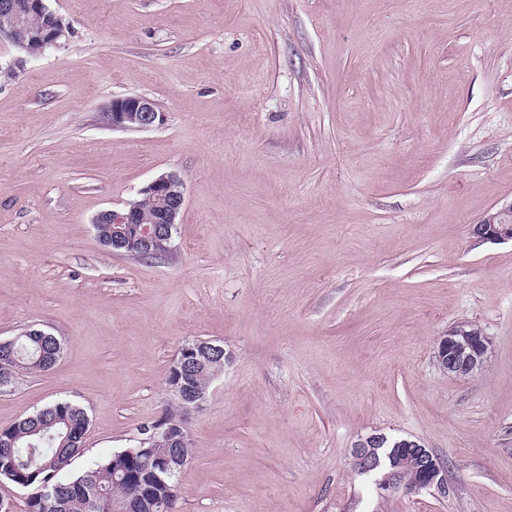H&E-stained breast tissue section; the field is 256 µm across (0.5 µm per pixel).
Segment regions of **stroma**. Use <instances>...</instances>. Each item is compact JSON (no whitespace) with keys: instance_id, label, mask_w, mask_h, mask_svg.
<instances>
[{"instance_id":"obj_1","label":"stroma","mask_w":512,"mask_h":512,"mask_svg":"<svg viewBox=\"0 0 512 512\" xmlns=\"http://www.w3.org/2000/svg\"><path fill=\"white\" fill-rule=\"evenodd\" d=\"M69 29L0 42V340L36 325L54 368L0 390V428L89 416L75 470L174 408L179 349L232 361L188 410L180 512H512V244L470 227L512 200V0H48ZM141 96L139 131L100 120ZM176 172L172 259L92 223ZM481 371H441L458 322ZM416 439L449 491L380 496L360 437ZM102 115L105 125L121 130L146 129L160 121L155 104L143 97L115 99ZM488 349L489 338L481 329L455 325L440 337L436 360L448 375H470L482 369Z\"/></svg>"}]
</instances>
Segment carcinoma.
I'll return each instance as SVG.
<instances>
[{"instance_id":"1","label":"carcinoma","mask_w":512,"mask_h":512,"mask_svg":"<svg viewBox=\"0 0 512 512\" xmlns=\"http://www.w3.org/2000/svg\"><path fill=\"white\" fill-rule=\"evenodd\" d=\"M62 352L60 340L34 326L26 328L11 342L0 343V390L24 373L50 371ZM220 368V358H206L193 364L184 375L167 378V385H180L190 391L209 388L210 377ZM89 425L86 410L66 400L56 401L18 422L0 428V478L15 485L27 483L36 489L48 486L44 497L31 495L26 512H112V502H128L137 512H176L177 485L182 472L178 455L194 448H177L174 439L181 419L173 412L165 416L158 430L143 428L149 452L129 448L117 463L108 458L86 467L69 479L61 478L82 451ZM388 438L379 449L383 466L395 462L402 468L407 484L417 478L416 463Z\"/></svg>"}]
</instances>
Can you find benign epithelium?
<instances>
[{
    "label": "benign epithelium",
    "mask_w": 512,
    "mask_h": 512,
    "mask_svg": "<svg viewBox=\"0 0 512 512\" xmlns=\"http://www.w3.org/2000/svg\"><path fill=\"white\" fill-rule=\"evenodd\" d=\"M0 13L12 18L8 26L0 27V39H6L18 51L25 49L26 41L31 39L40 40L47 48L55 47L68 35L46 0H0ZM103 120L114 129L139 130L154 126L160 120V113L147 98L125 97L112 101L103 112ZM139 195L155 203L151 217L142 215L137 203L133 202L126 210L100 213L94 226L112 225V251L116 253L165 258L173 251V230L185 206L183 181L175 172L161 174L143 186ZM471 234L484 243L512 242V202L487 213L471 226ZM488 349L489 338L481 329L467 330L463 324L455 325L440 337L436 360L442 371L450 375H470L482 369ZM198 350L207 354L212 350L221 351L223 347L207 340L186 346L182 355L174 359L170 371H180L185 364V355ZM171 392L182 412L199 407L206 398L204 392L188 395L174 388ZM382 446L383 438L378 433L356 441L350 449L354 468L361 473L381 468L378 450ZM401 447L411 449L416 458L419 480L406 485L401 482L399 471L392 469L382 473L379 490L448 492L446 468L431 450L420 441L410 439L403 440Z\"/></svg>",
    "instance_id": "benign-epithelium-1"
}]
</instances>
